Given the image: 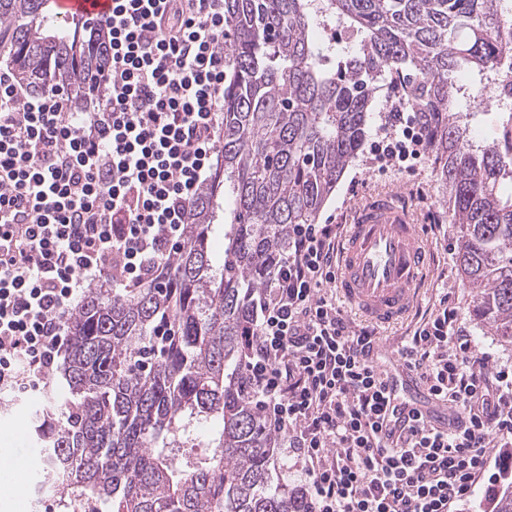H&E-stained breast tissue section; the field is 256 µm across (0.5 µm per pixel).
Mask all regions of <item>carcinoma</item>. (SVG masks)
I'll return each mask as SVG.
<instances>
[{"label": "carcinoma", "instance_id": "1", "mask_svg": "<svg viewBox=\"0 0 512 512\" xmlns=\"http://www.w3.org/2000/svg\"><path fill=\"white\" fill-rule=\"evenodd\" d=\"M50 0H0V44L17 83L73 99L108 65V33L51 23ZM233 34L217 177L192 204L186 242L161 276L93 288L67 316L68 392L35 428L36 468L64 475L67 512H310L274 481L278 435L249 380L247 332L288 225L315 224L368 136V108L391 81L412 108L448 189L457 266L474 320L512 346V81L496 139L472 140L461 77L473 85L512 57L509 0H224ZM341 23L351 43L315 29ZM233 203L224 261L210 234ZM206 450L184 455L201 431ZM489 512H512L505 476Z\"/></svg>", "mask_w": 512, "mask_h": 512}]
</instances>
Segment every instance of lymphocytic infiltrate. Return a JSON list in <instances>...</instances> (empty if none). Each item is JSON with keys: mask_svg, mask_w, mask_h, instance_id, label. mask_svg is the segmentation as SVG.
<instances>
[{"mask_svg": "<svg viewBox=\"0 0 512 512\" xmlns=\"http://www.w3.org/2000/svg\"><path fill=\"white\" fill-rule=\"evenodd\" d=\"M99 22L109 64L83 111L0 71L1 391L49 380L67 316L92 286L159 276L211 176L232 37L224 0H113ZM391 116L399 137L381 155L403 161L421 134L402 108ZM338 232L289 227L288 256L247 338L250 382L303 463L311 512H451L487 472L512 471V369L486 375L489 353L440 299L399 354L447 400L448 425L417 420L401 447L389 446L375 336L323 293L336 281Z\"/></svg>", "mask_w": 512, "mask_h": 512, "instance_id": "lymphocytic-infiltrate-1", "label": "lymphocytic infiltrate"}]
</instances>
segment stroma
Here are the masks:
<instances>
[{
	"label": "stroma",
	"mask_w": 512,
	"mask_h": 512,
	"mask_svg": "<svg viewBox=\"0 0 512 512\" xmlns=\"http://www.w3.org/2000/svg\"><path fill=\"white\" fill-rule=\"evenodd\" d=\"M433 167V157L427 150L401 166L387 168L373 160L369 148H362L320 216L346 225L353 208L370 195L388 192L400 196L422 225L432 255L421 310H428L441 295H448L450 305L457 307L463 326L479 348L492 353L496 361L512 364V349L497 343L471 316L476 291L464 284L458 273L456 227L448 222L447 196ZM63 365V360H56L48 384L0 394V453L13 455L21 465L17 472L0 473V512H64L59 506V494L49 490L29 454L39 445L32 433L35 415L48 409L53 397L67 389Z\"/></svg>",
	"instance_id": "1"
}]
</instances>
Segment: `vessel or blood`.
Returning a JSON list of instances; mask_svg holds the SVG:
<instances>
[{
  "label": "vessel or blood",
  "mask_w": 512,
  "mask_h": 512,
  "mask_svg": "<svg viewBox=\"0 0 512 512\" xmlns=\"http://www.w3.org/2000/svg\"><path fill=\"white\" fill-rule=\"evenodd\" d=\"M111 8L112 0H56V17H98ZM430 263L410 208L395 195L378 194L354 208L338 248L336 293L363 322L394 326L417 308ZM385 384L404 417L447 418V402L431 398L406 368H389Z\"/></svg>",
  "instance_id": "vessel-or-blood-1"
}]
</instances>
